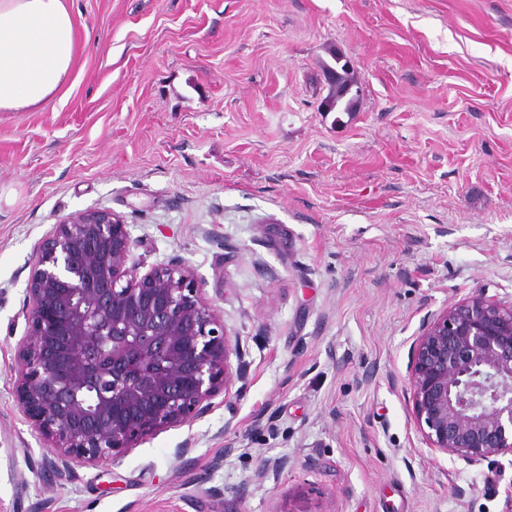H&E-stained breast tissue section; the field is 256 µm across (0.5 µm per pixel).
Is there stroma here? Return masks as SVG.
Listing matches in <instances>:
<instances>
[{"mask_svg":"<svg viewBox=\"0 0 512 512\" xmlns=\"http://www.w3.org/2000/svg\"><path fill=\"white\" fill-rule=\"evenodd\" d=\"M67 5L72 86L0 112V512H501L512 467L431 453L403 385L424 316L512 295V0ZM89 208L194 270L247 381L62 480L16 348L41 243ZM333 60L335 61V67L324 64L323 75L331 72V75H335L334 80H331V75L326 76V80L330 81L329 96L327 108L328 111L336 110V112H355L359 102V96L350 95L351 89L358 87V82L354 77L353 69L349 67L347 60L341 64V57L335 51L331 52Z\"/></svg>","mask_w":512,"mask_h":512,"instance_id":"1","label":"stroma"}]
</instances>
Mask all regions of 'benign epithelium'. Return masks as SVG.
Here are the masks:
<instances>
[{
	"label": "benign epithelium",
	"mask_w": 512,
	"mask_h": 512,
	"mask_svg": "<svg viewBox=\"0 0 512 512\" xmlns=\"http://www.w3.org/2000/svg\"><path fill=\"white\" fill-rule=\"evenodd\" d=\"M123 217L88 209L42 242L27 288L14 396L44 446L99 464L155 429L204 415L244 381L239 341L181 259L141 272ZM427 448L487 464L512 456V300L483 291L422 320L404 386Z\"/></svg>",
	"instance_id": "benign-epithelium-1"
}]
</instances>
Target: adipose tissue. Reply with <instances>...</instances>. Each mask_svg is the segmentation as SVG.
<instances>
[{
    "label": "adipose tissue",
    "mask_w": 512,
    "mask_h": 512,
    "mask_svg": "<svg viewBox=\"0 0 512 512\" xmlns=\"http://www.w3.org/2000/svg\"><path fill=\"white\" fill-rule=\"evenodd\" d=\"M75 48L66 0H0V112L44 110L70 82Z\"/></svg>",
    "instance_id": "1"
}]
</instances>
